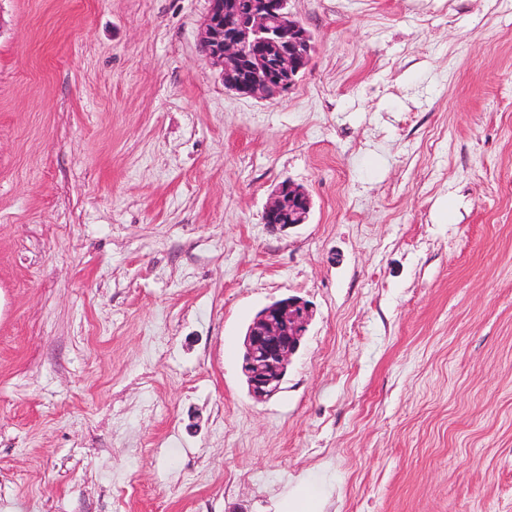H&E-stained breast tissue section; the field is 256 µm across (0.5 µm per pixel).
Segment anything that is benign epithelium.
<instances>
[{"mask_svg":"<svg viewBox=\"0 0 512 512\" xmlns=\"http://www.w3.org/2000/svg\"><path fill=\"white\" fill-rule=\"evenodd\" d=\"M200 43L206 60L221 69L224 90L270 99L292 89L307 69L315 45L311 33L288 9V0H253L242 11L238 0H210ZM309 194L294 182H280L263 210V221L280 219L290 228L308 222ZM313 318L310 304L297 296L262 308L243 340L241 369L248 391L264 401L281 389L293 356Z\"/></svg>","mask_w":512,"mask_h":512,"instance_id":"7a95c632","label":"benign epithelium"}]
</instances>
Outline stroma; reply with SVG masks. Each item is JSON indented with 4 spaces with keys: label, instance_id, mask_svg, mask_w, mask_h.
<instances>
[{
    "label": "stroma",
    "instance_id": "1",
    "mask_svg": "<svg viewBox=\"0 0 512 512\" xmlns=\"http://www.w3.org/2000/svg\"><path fill=\"white\" fill-rule=\"evenodd\" d=\"M209 5L0 0V512H512V0H291L267 100ZM210 0L200 43L206 60L221 69L224 89L270 99L292 89L307 69L315 45L288 9V0ZM312 199L299 185L289 179L280 182L263 210L264 224L279 217L283 228H290L308 222L312 210ZM312 318L310 304L297 296L277 299L257 313L244 335L241 365L255 400L279 392Z\"/></svg>",
    "mask_w": 512,
    "mask_h": 512
}]
</instances>
